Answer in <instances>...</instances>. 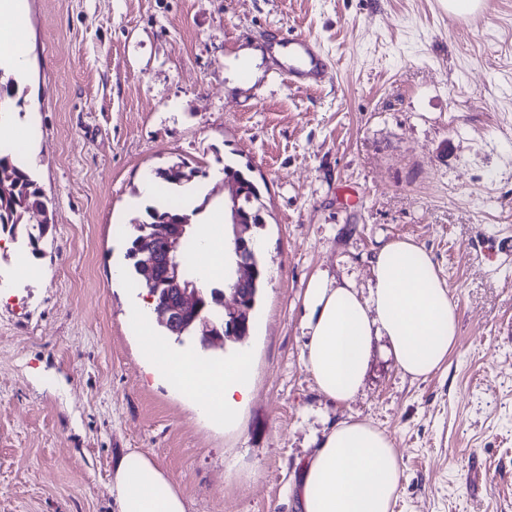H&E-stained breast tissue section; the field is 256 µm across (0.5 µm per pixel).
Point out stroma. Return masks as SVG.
Wrapping results in <instances>:
<instances>
[{"instance_id":"35a3bbf8","label":"stroma","mask_w":512,"mask_h":512,"mask_svg":"<svg viewBox=\"0 0 512 512\" xmlns=\"http://www.w3.org/2000/svg\"><path fill=\"white\" fill-rule=\"evenodd\" d=\"M7 106L52 202L27 269L0 249V512H112L130 451L188 512H295L299 472L354 417L391 439L394 512H512V0L449 24L442 0H25ZM334 62L321 87L277 68L288 38ZM249 169L270 277L241 345L253 397L231 429L154 383L127 317L143 184L176 162ZM425 248L457 304L447 361L404 376L376 339L363 385L328 400L302 364L304 293L371 286L388 242Z\"/></svg>"}]
</instances>
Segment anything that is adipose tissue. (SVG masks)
I'll list each match as a JSON object with an SVG mask.
<instances>
[{"instance_id": "adipose-tissue-1", "label": "adipose tissue", "mask_w": 512, "mask_h": 512, "mask_svg": "<svg viewBox=\"0 0 512 512\" xmlns=\"http://www.w3.org/2000/svg\"><path fill=\"white\" fill-rule=\"evenodd\" d=\"M23 0H0V43L13 48L0 57L23 69L20 47ZM373 288L361 299L350 284L313 276L305 292L304 365L319 391L345 403L358 393L374 337H386L403 375L413 379L437 371L455 346L457 307L446 281L428 252L413 241L397 239L371 259ZM135 332L146 333L142 346L148 371L181 390L199 414L223 427L237 424L251 399L253 380L247 356L213 363L186 359L154 330L152 305L134 301ZM402 472L387 435L369 422H337L309 456L297 489L300 512H393ZM112 512H188L174 482L153 461L129 452L112 472Z\"/></svg>"}]
</instances>
